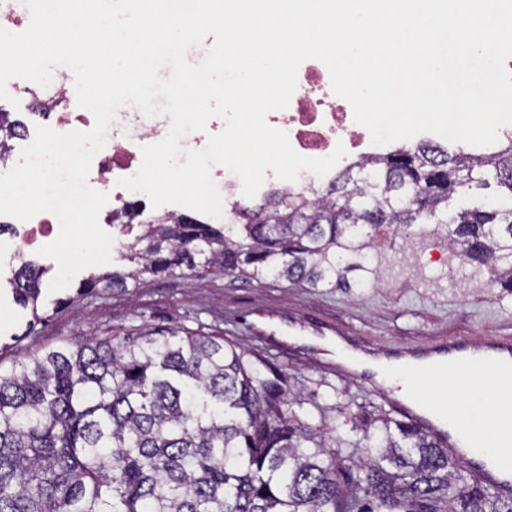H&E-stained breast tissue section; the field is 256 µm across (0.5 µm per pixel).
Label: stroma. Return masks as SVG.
<instances>
[{
	"label": "stroma",
	"mask_w": 512,
	"mask_h": 512,
	"mask_svg": "<svg viewBox=\"0 0 512 512\" xmlns=\"http://www.w3.org/2000/svg\"><path fill=\"white\" fill-rule=\"evenodd\" d=\"M13 241L0 238V366L10 367L25 354L61 344L77 345L112 332L166 326L223 335L245 351L248 369L272 368L287 375L305 394H317L325 406L324 422L350 438L336 404L349 398L378 407L396 419L404 414L396 397L381 386L333 372L336 348L308 336L311 328L331 326L363 350L386 346L420 347L441 337L512 334V294L500 289L452 288L447 270L429 280L350 290L292 287L267 280L245 282L224 274L159 276L134 288L74 299V287L52 292L55 260L28 253L42 270L37 310L13 301L7 281L17 263ZM294 319L297 336H269L254 329L265 319Z\"/></svg>",
	"instance_id": "35a3bbf8"
}]
</instances>
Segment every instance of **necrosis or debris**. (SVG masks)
Listing matches in <instances>:
<instances>
[{"mask_svg": "<svg viewBox=\"0 0 512 512\" xmlns=\"http://www.w3.org/2000/svg\"><path fill=\"white\" fill-rule=\"evenodd\" d=\"M14 98L24 101L25 118L9 142L8 165H15L23 147L30 144L35 128L42 123L60 133L87 131L95 118L87 109L75 106L66 75H57L49 86L14 79L8 84ZM269 126L285 131L293 149L299 154L322 158L330 155L337 145H344L345 156L339 161L342 169L365 163L368 159L389 152V145L372 142L369 130L355 122L351 105L337 96L331 86L330 73L321 61L308 59L297 72V87L287 108L269 112ZM169 130L167 116H157L151 125H143L136 115L127 113L112 124V135L94 157L89 185L107 193L104 224L109 225L113 240L125 245L132 230L122 218L130 201L119 179L134 175L142 162V146L162 140ZM18 250L37 249L54 241L60 227L48 213L42 212L26 221H15Z\"/></svg>", "mask_w": 512, "mask_h": 512, "instance_id": "necrosis-or-debris-1", "label": "necrosis or debris"}]
</instances>
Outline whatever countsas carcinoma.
<instances>
[{"mask_svg": "<svg viewBox=\"0 0 512 512\" xmlns=\"http://www.w3.org/2000/svg\"><path fill=\"white\" fill-rule=\"evenodd\" d=\"M443 231L466 279L512 292V138L467 156L429 143L346 169L315 198L279 190L234 228L186 215L142 225L130 266L77 296L145 276L218 269L247 282L349 288L386 234ZM42 273L10 281L32 309ZM278 374L248 372L224 337L152 327L44 348L0 368V512H512L473 485L413 419L339 408L359 433L331 449L284 406Z\"/></svg>", "mask_w": 512, "mask_h": 512, "instance_id": "obj_1", "label": "carcinoma"}]
</instances>
